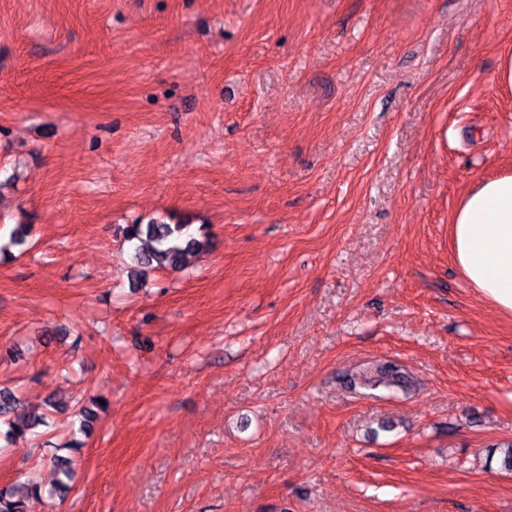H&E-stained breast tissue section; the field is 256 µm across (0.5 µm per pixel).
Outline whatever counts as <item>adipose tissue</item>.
Masks as SVG:
<instances>
[{
  "instance_id": "obj_1",
  "label": "adipose tissue",
  "mask_w": 512,
  "mask_h": 512,
  "mask_svg": "<svg viewBox=\"0 0 512 512\" xmlns=\"http://www.w3.org/2000/svg\"><path fill=\"white\" fill-rule=\"evenodd\" d=\"M457 266L472 288L512 313V174L480 182L451 220Z\"/></svg>"
}]
</instances>
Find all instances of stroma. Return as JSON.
I'll list each match as a JSON object with an SVG mask.
<instances>
[{
	"instance_id": "stroma-1",
	"label": "stroma",
	"mask_w": 512,
	"mask_h": 512,
	"mask_svg": "<svg viewBox=\"0 0 512 512\" xmlns=\"http://www.w3.org/2000/svg\"><path fill=\"white\" fill-rule=\"evenodd\" d=\"M512 0H0V438L32 512H512V314L451 216L512 174ZM204 225L132 273L117 228ZM408 394L341 379L380 358ZM106 400L66 449L94 398ZM16 396L9 390H0V425L1 421L8 423L9 429L5 436L7 441H17L20 438H26L33 429L40 425H45L43 417H33L29 420H10L6 419L14 410Z\"/></svg>"
}]
</instances>
